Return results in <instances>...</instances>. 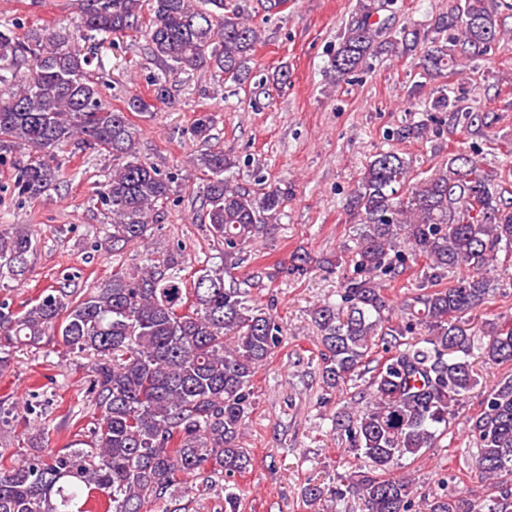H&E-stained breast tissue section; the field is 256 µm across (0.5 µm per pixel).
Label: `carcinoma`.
<instances>
[{
  "label": "carcinoma",
  "mask_w": 512,
  "mask_h": 512,
  "mask_svg": "<svg viewBox=\"0 0 512 512\" xmlns=\"http://www.w3.org/2000/svg\"><path fill=\"white\" fill-rule=\"evenodd\" d=\"M91 0L80 23L83 52L70 35L43 26L18 37L0 28V143L25 154L17 163L21 195L39 196L60 183L56 149L80 140L112 157V172L99 192L110 214L112 251L145 242L175 177L139 160L137 131L127 113L150 105L132 95L126 110L104 102L89 78L98 39L143 33L150 56L162 66L154 96L169 100L168 85L187 71L209 70L240 81L249 70L262 31L244 12H226L224 0ZM448 44L428 54L440 73L466 66L498 40L500 29L485 0H464L448 17ZM381 29L349 25L332 62L336 77L355 71L377 48ZM212 118L195 119L193 135L206 141ZM206 176L201 223L224 244V266L180 275L183 250L135 272L118 270L79 293L66 286L15 309L0 303V372L14 349L37 347L56 336L72 351L99 357L94 369L100 411L91 441L53 450L44 433L29 437L33 453L0 461V512H142L145 503L172 495L180 477L207 469L234 478L251 465L240 444L251 406L252 378L283 341V325L241 288L225 285L244 260L243 250L278 223L285 191L275 185L256 197L225 176L233 162L207 149L191 160ZM411 163L380 150L369 161L348 201L356 220V245L339 291L340 303L312 313L318 331L320 374L340 389L363 376L381 349L368 380L370 399L342 406L334 426L348 451L371 469L337 477L336 498L357 495L367 512H512V374L483 392L481 409L466 420L476 447L475 470L497 488L480 500L450 491L416 500L413 480L389 472L417 457L458 418L480 384L471 358L512 365V321L484 324L486 341L475 344L461 326L465 315L490 296L487 271L501 247L512 248V183L472 159L452 152L445 164L415 184ZM37 231L20 225L0 234V261L23 274ZM423 259L418 292L404 300L398 322L386 315L391 301L384 278L408 261ZM468 271L458 285L441 286L448 272ZM425 329L426 336L415 333Z\"/></svg>",
  "instance_id": "1"
}]
</instances>
